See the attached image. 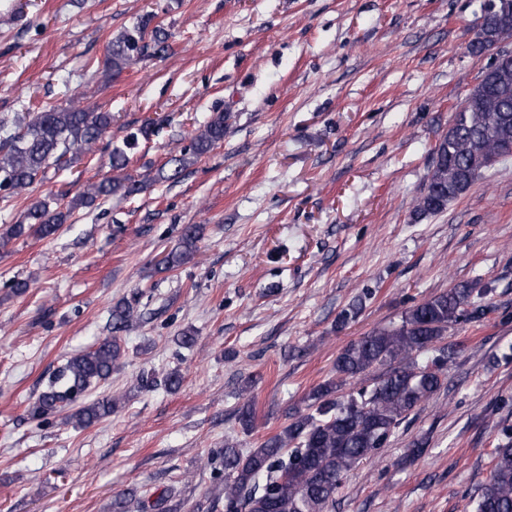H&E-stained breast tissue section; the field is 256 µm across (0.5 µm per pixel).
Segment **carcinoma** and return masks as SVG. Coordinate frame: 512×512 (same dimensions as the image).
Returning <instances> with one entry per match:
<instances>
[{
  "mask_svg": "<svg viewBox=\"0 0 512 512\" xmlns=\"http://www.w3.org/2000/svg\"><path fill=\"white\" fill-rule=\"evenodd\" d=\"M155 15L139 16L131 27L109 39L103 69L120 75L137 60L166 51L168 34L154 24ZM512 29V13L499 12L483 18V40L472 45L480 51L482 41H492L499 31ZM112 112L71 100L64 105L45 106L21 122L0 117V195L19 198L38 182L47 170L67 161L73 151L94 155L112 128ZM164 123L145 122L123 146L109 151L112 175L91 182L73 196L65 209L50 207L45 200L27 206L23 218L0 235V246L25 235L40 239L54 236L77 209L99 206L116 194L131 195L142 184L124 174L129 164L127 150L138 137L149 138ZM224 141V113L214 112L191 135L188 147L157 168L153 181L177 180L198 158ZM512 146V63L483 71L449 122L445 137L432 164L441 168L427 193L416 200L415 212L435 214L445 210L471 186L476 171L491 152ZM204 236L201 224H185L175 249L158 260V267L171 270L194 258ZM487 283L464 282L412 305L401 321L348 343L336 356L335 376L308 394L307 411L295 408L288 424L255 448L232 443L216 450L208 464L224 470V512H329L336 492L350 472L385 447L408 415L429 400L442 386V370L453 361L456 351L439 345L448 327L458 322H479L491 311L482 299L493 295ZM138 319L134 307L119 301L110 313V336L91 349L67 359L58 367L45 389L29 408L33 419L45 418L71 409L68 419L88 428L109 417L118 400L104 395L78 404L85 393L106 382L125 356L120 333ZM425 355L419 361V355ZM363 386L345 396L341 387L354 382ZM175 390L181 377L170 372L157 380L144 374L138 388L158 383ZM469 512H512V429L494 448L485 482L470 498ZM112 512H146L145 502L136 496L112 502Z\"/></svg>",
  "mask_w": 512,
  "mask_h": 512,
  "instance_id": "obj_1",
  "label": "carcinoma"
}]
</instances>
